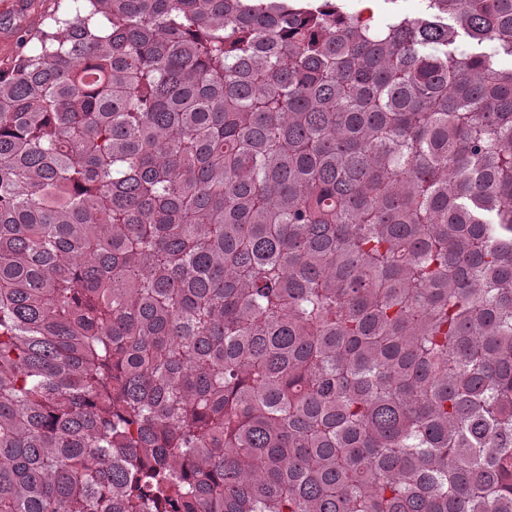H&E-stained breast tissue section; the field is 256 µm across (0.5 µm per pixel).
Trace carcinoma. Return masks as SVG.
Listing matches in <instances>:
<instances>
[{
	"instance_id": "1",
	"label": "carcinoma",
	"mask_w": 512,
	"mask_h": 512,
	"mask_svg": "<svg viewBox=\"0 0 512 512\" xmlns=\"http://www.w3.org/2000/svg\"><path fill=\"white\" fill-rule=\"evenodd\" d=\"M426 3L0 68V512H512V0Z\"/></svg>"
}]
</instances>
